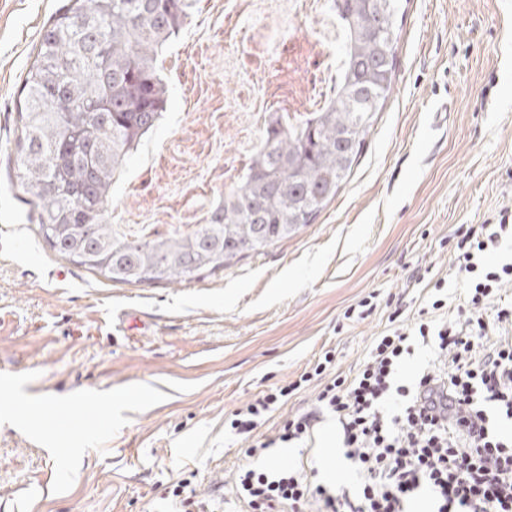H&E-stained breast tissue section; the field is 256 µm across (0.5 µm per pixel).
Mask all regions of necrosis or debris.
<instances>
[{"mask_svg": "<svg viewBox=\"0 0 512 512\" xmlns=\"http://www.w3.org/2000/svg\"><path fill=\"white\" fill-rule=\"evenodd\" d=\"M219 37L223 56H209ZM346 39L335 0H193L180 38L157 61L183 85L184 108L166 116L172 134L117 179L108 223L129 238L211 223L225 188L252 167L271 120L297 126L335 101ZM189 154L203 155V166L185 165Z\"/></svg>", "mask_w": 512, "mask_h": 512, "instance_id": "necrosis-or-debris-1", "label": "necrosis or debris"}]
</instances>
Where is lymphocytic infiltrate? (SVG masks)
Here are the masks:
<instances>
[{
	"instance_id": "1",
	"label": "lymphocytic infiltrate",
	"mask_w": 512,
	"mask_h": 512,
	"mask_svg": "<svg viewBox=\"0 0 512 512\" xmlns=\"http://www.w3.org/2000/svg\"><path fill=\"white\" fill-rule=\"evenodd\" d=\"M512 241V220L461 230L452 275L465 286L470 315L398 326L377 337L369 359L354 378L329 375L335 360L322 361L299 380L261 393L237 408L232 434L249 443L239 467L236 496L248 512H409L421 492L432 512H512V434L495 429L491 416L512 420V341L486 343L489 331L512 326V308L495 309L492 300L512 283V261L490 262L491 254ZM434 342L447 371L426 368L414 387L396 375L414 340ZM321 388L318 411L286 420L279 439L310 436L321 411L334 414L342 429L345 456L362 477L357 492L345 486L311 484L303 469L268 465L270 441L257 429L283 397L312 380Z\"/></svg>"
}]
</instances>
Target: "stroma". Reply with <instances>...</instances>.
Here are the masks:
<instances>
[{"label": "stroma", "instance_id": "35a3bbf8", "mask_svg": "<svg viewBox=\"0 0 512 512\" xmlns=\"http://www.w3.org/2000/svg\"><path fill=\"white\" fill-rule=\"evenodd\" d=\"M64 2L0 0V512H173L186 479L194 512H243L232 411L328 350L353 377L392 312L419 321L459 227L512 208V0H405L393 89L335 199L277 247L155 286L61 257L16 186L17 91ZM369 296V318H345ZM139 389L152 399L109 401ZM318 390L261 427L269 461L355 486L342 448L277 440ZM30 403L61 417L14 421Z\"/></svg>", "mask_w": 512, "mask_h": 512}]
</instances>
